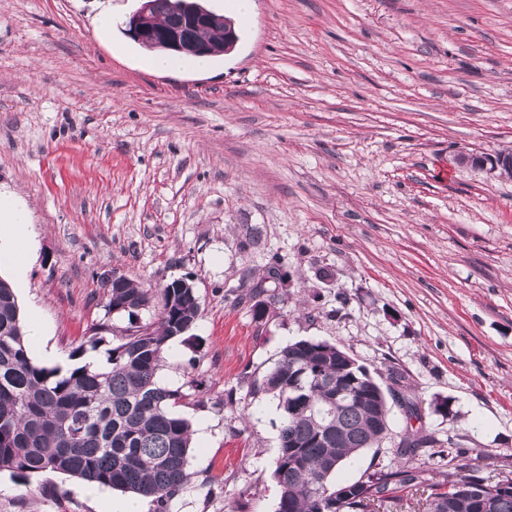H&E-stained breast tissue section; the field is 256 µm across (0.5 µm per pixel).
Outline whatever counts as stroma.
<instances>
[{"label": "stroma", "instance_id": "1", "mask_svg": "<svg viewBox=\"0 0 512 512\" xmlns=\"http://www.w3.org/2000/svg\"><path fill=\"white\" fill-rule=\"evenodd\" d=\"M142 0H0V191L31 212L15 294L68 369L104 278L193 285L200 316L160 385L186 393L190 478L171 512H276L279 412L251 386L302 338L402 372L418 417L339 478L403 464L417 429L512 477V0H253L209 69L153 70ZM278 257L255 318L241 293ZM447 408H439V401ZM81 484L0 472V512H102ZM458 161L462 164H471L473 166H484L490 163L493 170H500L504 173V168H508L512 175V152H498L495 155L490 156H477L470 154H460Z\"/></svg>", "mask_w": 512, "mask_h": 512}]
</instances>
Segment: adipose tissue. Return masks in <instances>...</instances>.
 <instances>
[{"instance_id":"obj_1","label":"adipose tissue","mask_w":512,"mask_h":512,"mask_svg":"<svg viewBox=\"0 0 512 512\" xmlns=\"http://www.w3.org/2000/svg\"><path fill=\"white\" fill-rule=\"evenodd\" d=\"M29 224V211L18 195L0 192V265L11 266L19 278L24 276L27 265L24 242Z\"/></svg>"}]
</instances>
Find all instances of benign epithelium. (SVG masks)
<instances>
[{
    "label": "benign epithelium",
    "mask_w": 512,
    "mask_h": 512,
    "mask_svg": "<svg viewBox=\"0 0 512 512\" xmlns=\"http://www.w3.org/2000/svg\"><path fill=\"white\" fill-rule=\"evenodd\" d=\"M221 25L223 52L234 49L238 35L231 22L204 8L197 0H183L176 20L169 25H161L152 13L151 0H143L141 7L133 13L125 24L124 33L138 44H151L167 52L185 55H209L211 44L204 39L186 37L184 30H211ZM458 161L462 164L483 166L490 164L494 170L508 169L512 173V152H498L493 156H477L463 153Z\"/></svg>",
    "instance_id": "1"
}]
</instances>
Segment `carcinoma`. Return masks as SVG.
Wrapping results in <instances>:
<instances>
[{
  "label": "carcinoma",
  "mask_w": 512,
  "mask_h": 512,
  "mask_svg": "<svg viewBox=\"0 0 512 512\" xmlns=\"http://www.w3.org/2000/svg\"><path fill=\"white\" fill-rule=\"evenodd\" d=\"M107 288V314L127 317L128 326L108 349L105 368L83 364L64 371L28 356L17 297L0 278V471L56 472L147 499L152 512H170L188 482L192 428L174 412L186 394L161 386L157 375L168 341L196 324L199 298L179 279L143 288L122 276ZM151 306L156 321L139 324L140 312ZM338 379L349 390L339 399ZM387 380L382 384L362 365L346 368L328 341L299 339L283 349L253 387L279 410L276 512H362L360 481L340 486L334 477L389 435L390 401L404 375L391 367ZM431 443L427 434H407L397 452L415 459ZM448 466L447 486L430 485L425 512H512V484L463 475L453 457ZM425 472L423 462L387 470L389 481L375 487L379 504L419 490Z\"/></svg>",
  "instance_id": "carcinoma-1"
}]
</instances>
